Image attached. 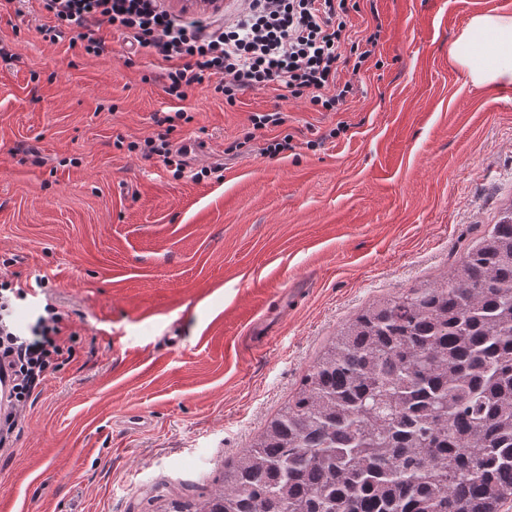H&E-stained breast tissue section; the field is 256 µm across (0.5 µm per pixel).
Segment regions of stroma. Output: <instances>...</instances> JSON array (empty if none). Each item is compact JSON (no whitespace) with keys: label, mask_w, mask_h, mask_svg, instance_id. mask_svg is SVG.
<instances>
[{"label":"stroma","mask_w":512,"mask_h":512,"mask_svg":"<svg viewBox=\"0 0 512 512\" xmlns=\"http://www.w3.org/2000/svg\"><path fill=\"white\" fill-rule=\"evenodd\" d=\"M477 2L362 0L379 64L341 72L343 112L272 90L229 105L210 82L178 100L108 24L96 56L51 38L36 0L0 11V276L75 336L0 456V512L202 501L346 323L456 266L512 204V97L448 59ZM274 111L282 127L253 129ZM275 134L295 151L263 154ZM161 136L190 146L187 173L127 149ZM254 315L274 332L260 350L240 342Z\"/></svg>","instance_id":"35a3bbf8"}]
</instances>
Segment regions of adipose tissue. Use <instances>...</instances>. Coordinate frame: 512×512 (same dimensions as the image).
Instances as JSON below:
<instances>
[{"instance_id": "ef3b65f1", "label": "adipose tissue", "mask_w": 512, "mask_h": 512, "mask_svg": "<svg viewBox=\"0 0 512 512\" xmlns=\"http://www.w3.org/2000/svg\"><path fill=\"white\" fill-rule=\"evenodd\" d=\"M448 57L473 84L512 83V16L473 15L449 43Z\"/></svg>"}]
</instances>
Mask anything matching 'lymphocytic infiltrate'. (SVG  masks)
Returning <instances> with one entry per match:
<instances>
[{"mask_svg":"<svg viewBox=\"0 0 512 512\" xmlns=\"http://www.w3.org/2000/svg\"><path fill=\"white\" fill-rule=\"evenodd\" d=\"M57 29L88 31L86 49L100 54L104 40L92 37L105 22L120 32L132 52L165 61L166 91L184 98L188 88L215 79L227 104L240 95L271 89L302 100L319 112H338L353 93L339 83L341 68L361 70L375 54L379 31L357 35L346 18L352 0H244L233 12L176 16L162 0H38ZM23 288L0 281V380L9 394L0 402V447L9 441L22 412L49 371L73 356L55 305L26 325L14 319Z\"/></svg>","mask_w":512,"mask_h":512,"instance_id":"lymphocytic-infiltrate-1","label":"lymphocytic infiltrate"}]
</instances>
